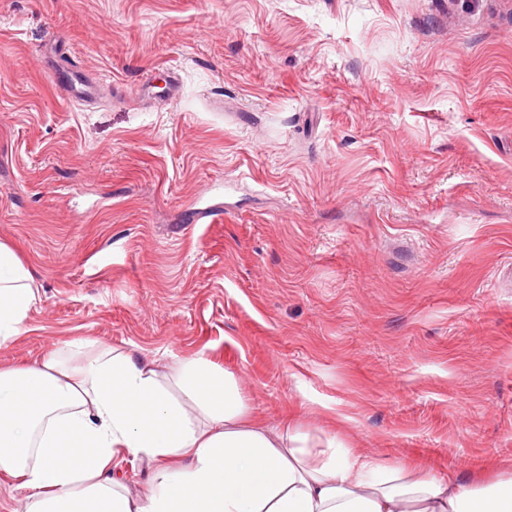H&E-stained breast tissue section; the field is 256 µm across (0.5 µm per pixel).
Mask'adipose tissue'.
Returning a JSON list of instances; mask_svg holds the SVG:
<instances>
[{
    "label": "adipose tissue",
    "mask_w": 512,
    "mask_h": 512,
    "mask_svg": "<svg viewBox=\"0 0 512 512\" xmlns=\"http://www.w3.org/2000/svg\"><path fill=\"white\" fill-rule=\"evenodd\" d=\"M40 301L31 270L0 243V345ZM73 344L0 368V473L28 489L24 512H512V477L465 482L385 466L333 435L253 420L233 374L208 359L169 372ZM154 477L132 489L118 452Z\"/></svg>",
    "instance_id": "obj_1"
}]
</instances>
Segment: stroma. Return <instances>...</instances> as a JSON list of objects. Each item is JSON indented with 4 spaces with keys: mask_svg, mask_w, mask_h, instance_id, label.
I'll use <instances>...</instances> for the list:
<instances>
[{
    "mask_svg": "<svg viewBox=\"0 0 512 512\" xmlns=\"http://www.w3.org/2000/svg\"><path fill=\"white\" fill-rule=\"evenodd\" d=\"M0 242L41 295L0 368L202 355L267 423L512 475V0H0ZM55 83H64L73 98L88 99L94 96L95 86L89 82L80 72H55Z\"/></svg>",
    "mask_w": 512,
    "mask_h": 512,
    "instance_id": "35a3bbf8",
    "label": "stroma"
}]
</instances>
